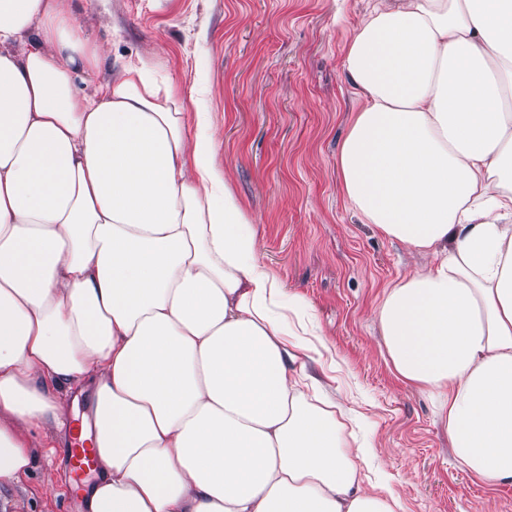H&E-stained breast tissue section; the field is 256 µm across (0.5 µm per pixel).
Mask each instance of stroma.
Returning <instances> with one entry per match:
<instances>
[{"label": "stroma", "instance_id": "1", "mask_svg": "<svg viewBox=\"0 0 512 512\" xmlns=\"http://www.w3.org/2000/svg\"><path fill=\"white\" fill-rule=\"evenodd\" d=\"M371 0H99L86 33L103 60L150 57L188 111L214 112L217 162L258 227L262 257L329 347L322 360L348 432L365 449L361 477L401 512H512V486L491 487L455 460L429 402L387 361L374 311L385 287L424 265L360 223L344 197L336 156L359 104L343 46ZM66 444L38 454L0 512H84Z\"/></svg>", "mask_w": 512, "mask_h": 512}]
</instances>
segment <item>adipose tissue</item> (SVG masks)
<instances>
[{
	"label": "adipose tissue",
	"instance_id": "obj_1",
	"mask_svg": "<svg viewBox=\"0 0 512 512\" xmlns=\"http://www.w3.org/2000/svg\"><path fill=\"white\" fill-rule=\"evenodd\" d=\"M74 0H0V485L88 395L89 512H398L314 403L306 300L261 255L212 113L102 63ZM345 198L427 262L376 309L455 459L512 484V0H377L345 40Z\"/></svg>",
	"mask_w": 512,
	"mask_h": 512
}]
</instances>
